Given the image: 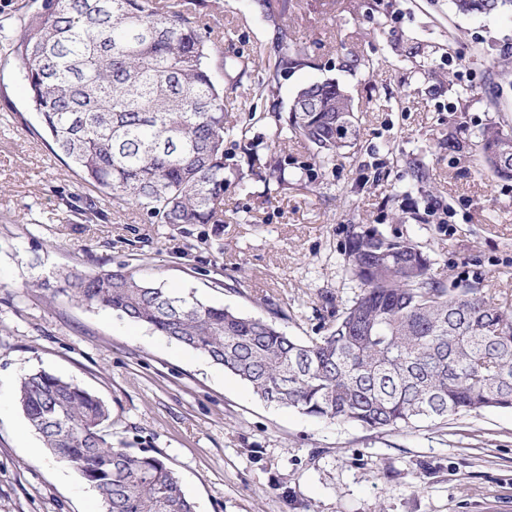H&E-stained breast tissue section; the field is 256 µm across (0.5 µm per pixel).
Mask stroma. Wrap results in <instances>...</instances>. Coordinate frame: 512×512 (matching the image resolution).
<instances>
[{
    "label": "stroma",
    "instance_id": "35a3bbf8",
    "mask_svg": "<svg viewBox=\"0 0 512 512\" xmlns=\"http://www.w3.org/2000/svg\"><path fill=\"white\" fill-rule=\"evenodd\" d=\"M199 31L229 62L224 221L175 227L100 199L41 138L22 70L0 47V512H101L96 493L43 447L16 405L45 370L111 411L113 446L161 455L197 512H512V411L400 431L330 423L266 404L207 356L111 310L77 304L68 271L115 269L213 306L288 311L318 335L354 295L348 229L407 236L447 280H482L512 309V180L483 169L480 133H512V14L461 15L450 0H299L289 40L309 64L264 84L278 36L254 0H203ZM245 59L247 70L235 68ZM334 79L352 97L355 147L315 163L274 145L272 104ZM284 178L265 167L271 154ZM450 215L441 223L440 211Z\"/></svg>",
    "mask_w": 512,
    "mask_h": 512
}]
</instances>
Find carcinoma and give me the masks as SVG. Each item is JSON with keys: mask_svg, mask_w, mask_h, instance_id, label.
Masks as SVG:
<instances>
[{"mask_svg": "<svg viewBox=\"0 0 512 512\" xmlns=\"http://www.w3.org/2000/svg\"><path fill=\"white\" fill-rule=\"evenodd\" d=\"M286 26L297 0H254ZM462 14L512 11V0H452ZM196 0H45L7 37L29 98L55 148L109 201L163 224H221L227 158L224 56L197 28ZM309 64L281 41L268 85ZM352 101L333 79L302 87L275 137L307 142L325 164L358 137ZM483 164L512 179V135L482 131ZM345 271L359 288L320 336L298 339L284 308L244 315L139 279L122 267L75 270L64 289L209 357L267 404L373 430H400L485 409H512V313L483 282L431 272L422 247L359 225L348 231ZM17 403L44 448L75 469L103 512H196L159 456L114 448L110 409L72 380L44 370L21 378Z\"/></svg>", "mask_w": 512, "mask_h": 512, "instance_id": "1", "label": "carcinoma"}]
</instances>
